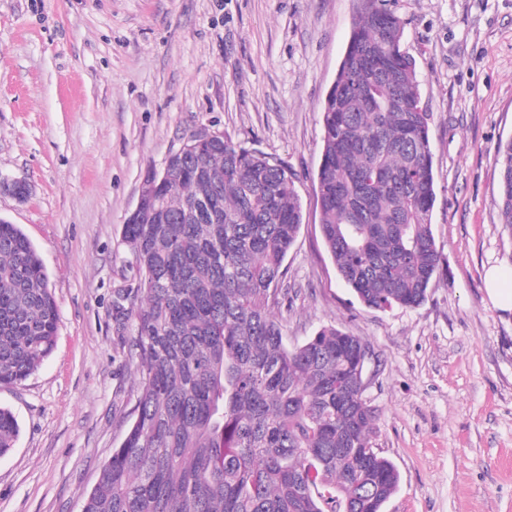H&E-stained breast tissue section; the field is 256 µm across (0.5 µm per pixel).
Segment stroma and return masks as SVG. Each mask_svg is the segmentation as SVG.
Masks as SVG:
<instances>
[{"mask_svg":"<svg viewBox=\"0 0 512 512\" xmlns=\"http://www.w3.org/2000/svg\"><path fill=\"white\" fill-rule=\"evenodd\" d=\"M404 25L429 135L440 270L417 309L363 307L320 231L321 107L357 0H0V218L41 255L59 310L52 353L0 386L20 434L0 512H81L136 403L112 292L148 170L205 126L295 175L303 223L278 309L289 344L333 324L372 351V445L400 473L385 512H512V312L485 286L512 267L498 215L512 139V0H385Z\"/></svg>","mask_w":512,"mask_h":512,"instance_id":"35a3bbf8","label":"stroma"}]
</instances>
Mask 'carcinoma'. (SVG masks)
<instances>
[{
  "label": "carcinoma",
  "instance_id": "carcinoma-1",
  "mask_svg": "<svg viewBox=\"0 0 512 512\" xmlns=\"http://www.w3.org/2000/svg\"><path fill=\"white\" fill-rule=\"evenodd\" d=\"M403 23L382 0H358L322 106L315 180L321 235L362 306H422L440 269L429 138ZM144 188L145 223L123 225L137 287L115 292L137 359L134 418L82 512H383L400 474L373 448L357 388L368 343L334 324L288 346L273 313L302 220L294 174L226 138ZM499 221L512 236V140L497 147ZM222 190L224 223H168ZM58 307L46 266L19 228L0 222V385L48 357ZM19 424L0 407V456Z\"/></svg>",
  "mask_w": 512,
  "mask_h": 512
}]
</instances>
